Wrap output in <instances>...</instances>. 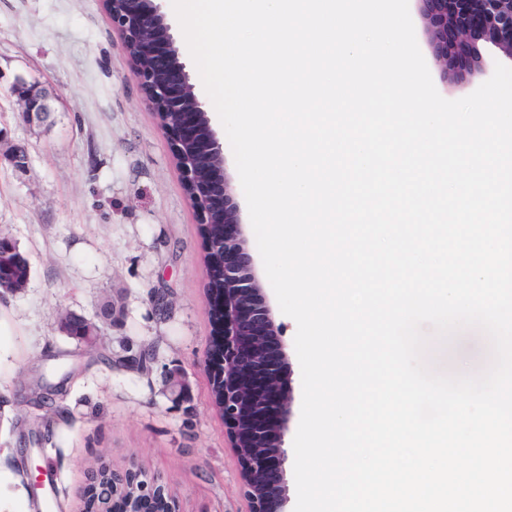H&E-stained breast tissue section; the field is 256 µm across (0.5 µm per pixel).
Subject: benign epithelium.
<instances>
[{
	"instance_id": "benign-epithelium-1",
	"label": "benign epithelium",
	"mask_w": 512,
	"mask_h": 512,
	"mask_svg": "<svg viewBox=\"0 0 512 512\" xmlns=\"http://www.w3.org/2000/svg\"><path fill=\"white\" fill-rule=\"evenodd\" d=\"M418 2L429 30L428 49L443 78L489 71L490 65L475 46L479 40L512 57V0ZM112 30L152 111L178 113V119L162 130L170 140L198 223L206 228L204 245L215 257L208 276L224 283L208 297L217 327L213 344L219 346L220 355L209 357L207 367L211 384L223 387L224 425L240 461L250 512H288L284 443L291 396L283 382L285 356L275 347L278 326L258 288L231 187L215 169L200 175L194 160L201 151L221 157L223 146L212 131L207 138L200 136L201 127L209 126L207 112L194 93L171 27L155 0H112ZM13 91L26 124L40 127L48 122L51 98L38 83L19 77ZM212 224L224 225V236L214 238L208 231ZM118 315L115 308L110 313L101 309L93 322L67 313L60 319L59 330L70 336L78 322L83 344L95 346L100 342V325L115 322ZM103 467L112 470L109 484L98 478ZM136 482L141 494L136 512H178L161 481L136 464L114 470L102 458L92 467L84 491V498L92 499L90 512H113L115 485Z\"/></svg>"
}]
</instances>
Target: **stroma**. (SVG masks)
<instances>
[{"instance_id":"stroma-1","label":"stroma","mask_w":512,"mask_h":512,"mask_svg":"<svg viewBox=\"0 0 512 512\" xmlns=\"http://www.w3.org/2000/svg\"><path fill=\"white\" fill-rule=\"evenodd\" d=\"M19 77L54 95L48 125L22 122L11 91ZM0 137L28 154L21 170L0 163V234L31 269L23 290L0 295V446L32 489L28 512H82L101 457L158 477L180 512H249L205 367L214 325L197 219L102 0H0ZM255 272L281 328L290 443L302 404L297 325L263 264ZM158 294L167 316L154 311ZM109 297L123 316L99 348L59 332L62 314L94 317ZM423 332L434 371L478 374L491 362L480 330L447 343L432 327ZM172 371L188 381L183 396L168 388ZM44 385L58 387L67 419L45 422ZM47 472L57 484L51 500L32 487Z\"/></svg>"}]
</instances>
